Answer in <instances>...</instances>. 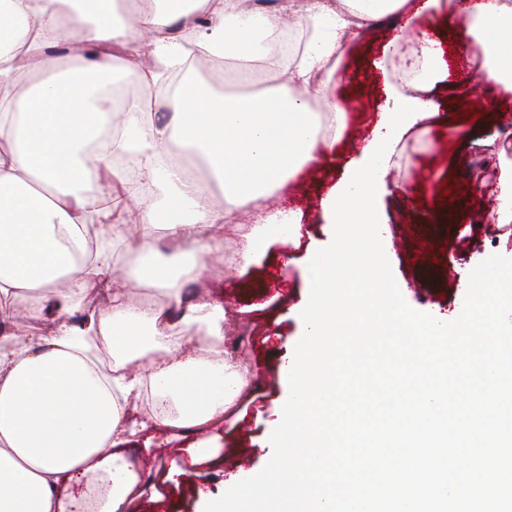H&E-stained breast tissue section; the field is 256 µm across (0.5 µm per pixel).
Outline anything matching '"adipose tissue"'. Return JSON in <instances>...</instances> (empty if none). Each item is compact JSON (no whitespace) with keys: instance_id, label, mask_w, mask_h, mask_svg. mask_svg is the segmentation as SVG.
<instances>
[{"instance_id":"ef3b65f1","label":"adipose tissue","mask_w":512,"mask_h":512,"mask_svg":"<svg viewBox=\"0 0 512 512\" xmlns=\"http://www.w3.org/2000/svg\"><path fill=\"white\" fill-rule=\"evenodd\" d=\"M391 14L457 27L461 51L483 47L469 81L512 93V0H282L272 12L248 0H0V512H129L143 487L125 445L154 426L173 441L240 418L257 374L225 356L224 305L206 280L223 271L228 237L235 263L260 255L262 225L278 221L265 198L340 141L348 106L327 78ZM288 16L313 23L296 64L259 44ZM192 53L235 73L190 77L158 102L164 68ZM257 66L288 84L231 91ZM129 72L139 94L119 108L105 87ZM311 92L330 119L311 111ZM209 188L223 206L205 201ZM120 248L136 257L131 286L165 303L118 287ZM33 291L35 334L6 330ZM147 388L150 416L132 417Z\"/></svg>"}]
</instances>
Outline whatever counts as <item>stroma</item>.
I'll list each match as a JSON object with an SVG mask.
<instances>
[{"instance_id": "stroma-1", "label": "stroma", "mask_w": 512, "mask_h": 512, "mask_svg": "<svg viewBox=\"0 0 512 512\" xmlns=\"http://www.w3.org/2000/svg\"><path fill=\"white\" fill-rule=\"evenodd\" d=\"M392 16L360 33L340 60L332 81L340 96L355 98L357 111L348 113L347 127L337 143L338 159L312 163L311 173H299L286 190L265 206L285 218L298 214L299 238L272 240L260 259L247 269L227 267L213 281L235 298L224 323V349L229 356L251 364L258 383L242 405L243 416L225 424L215 442L219 462L208 470L192 464L188 440L169 442L155 430L153 450L141 455L143 494L135 512H198V491L219 496L231 474L249 478L272 457L270 436L289 384L282 374L287 358L304 332L301 312L310 286L303 269L311 252L328 246L333 227L323 219L322 201L343 176L344 159L354 156L384 107L387 86H399L396 57L407 33ZM448 63V74L429 95L438 115L427 128L410 134L397 148L390 177L398 191L383 203L388 238L384 252L406 303L436 317L456 319L465 293L460 279L494 254L512 259V230L489 220H475V206L494 211L498 202L485 189L493 182L501 154L512 157V101L501 93L486 95L475 85L467 103L457 100L458 85L470 64L454 51L447 26L430 30ZM449 192L456 204L454 218L430 208L433 192Z\"/></svg>"}]
</instances>
